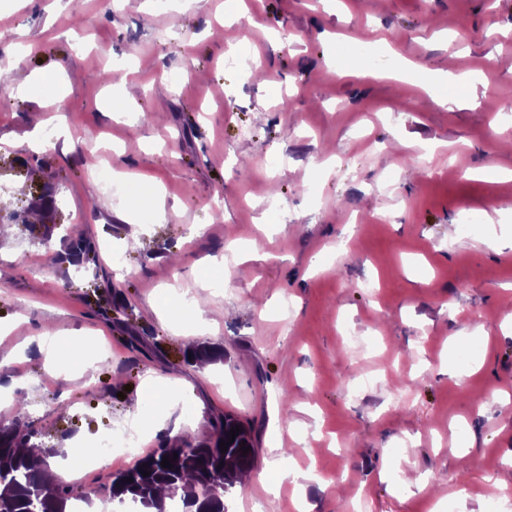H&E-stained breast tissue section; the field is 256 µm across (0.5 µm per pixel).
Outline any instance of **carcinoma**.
Listing matches in <instances>:
<instances>
[{
    "label": "carcinoma",
    "instance_id": "1",
    "mask_svg": "<svg viewBox=\"0 0 512 512\" xmlns=\"http://www.w3.org/2000/svg\"><path fill=\"white\" fill-rule=\"evenodd\" d=\"M22 409L17 404L14 417L0 422V512H68L70 491L50 474L46 458L19 452L29 447L32 437L21 419ZM236 427L241 432L221 451L219 442L228 441L230 430ZM243 441L251 448L245 455ZM252 447L251 428L224 414L215 418L206 442L195 445L183 439L175 445L160 436L158 447L114 476L110 495L121 500L128 497L149 512H167L166 501L176 497L195 512H224V494L254 465ZM175 453L178 459L173 467H161L163 458ZM144 470L149 476H143Z\"/></svg>",
    "mask_w": 512,
    "mask_h": 512
}]
</instances>
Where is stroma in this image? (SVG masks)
Instances as JSON below:
<instances>
[{
  "label": "stroma",
  "mask_w": 512,
  "mask_h": 512,
  "mask_svg": "<svg viewBox=\"0 0 512 512\" xmlns=\"http://www.w3.org/2000/svg\"><path fill=\"white\" fill-rule=\"evenodd\" d=\"M359 46L386 78L357 76ZM247 54L260 67L226 66ZM8 64L0 385L47 458L131 426L151 370L187 405L141 426L144 450L207 440L224 413L251 426L254 479L225 512H348L362 496L369 512H486L512 489V0H250L234 15L225 0H0ZM444 70L469 83L445 85L442 108L426 88ZM36 130L56 135L51 168L28 148ZM491 160L499 173L479 175ZM102 166L158 198L112 196ZM50 180V236L89 239L90 262L46 265L19 220ZM198 273V340L224 350L205 369L157 310ZM55 335L108 355L48 378L35 339ZM127 466L70 492L98 500Z\"/></svg>",
  "instance_id": "35a3bbf8"
}]
</instances>
